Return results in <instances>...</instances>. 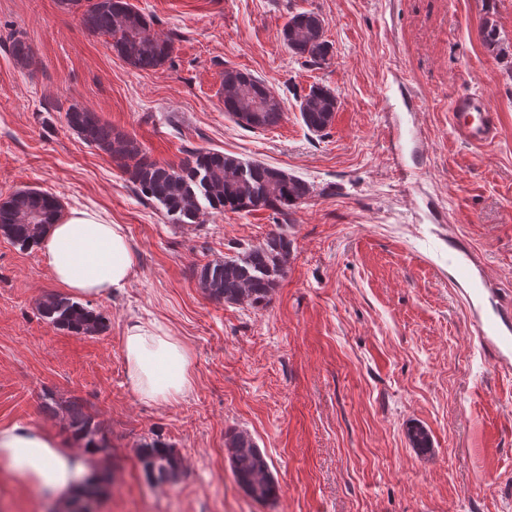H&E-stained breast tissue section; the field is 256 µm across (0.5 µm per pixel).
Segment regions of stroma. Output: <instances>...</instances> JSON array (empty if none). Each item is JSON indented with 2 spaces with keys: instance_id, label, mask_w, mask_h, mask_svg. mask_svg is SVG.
<instances>
[{
  "instance_id": "stroma-1",
  "label": "stroma",
  "mask_w": 512,
  "mask_h": 512,
  "mask_svg": "<svg viewBox=\"0 0 512 512\" xmlns=\"http://www.w3.org/2000/svg\"><path fill=\"white\" fill-rule=\"evenodd\" d=\"M174 43L161 68L133 69L109 37L59 0H0V199L55 194L124 225L136 252L119 295L90 301L97 335L44 322L59 288L38 250L0 235V427L25 423L72 443L65 407L83 401L106 439L111 472L100 512H512V0H130ZM325 20L332 53L305 62L281 30L297 12ZM505 55L487 50L484 18ZM31 46L15 63L3 38ZM263 79L283 118L247 129L224 110L225 67ZM331 89V127L299 111L312 86ZM486 96L495 141L459 140L448 118L459 93ZM98 112L154 160L202 147L287 170L311 196L279 215L205 210L170 223L139 200L118 161L64 123L72 104ZM281 232L287 272L265 306L225 304L197 268ZM157 318L186 344L193 387L173 404L126 382L123 330ZM52 394L55 410L44 407ZM431 436L429 453L407 438ZM247 430L281 492L247 496L231 472L227 434ZM178 448V481L153 485L137 451Z\"/></svg>"
}]
</instances>
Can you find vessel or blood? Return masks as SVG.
Wrapping results in <instances>:
<instances>
[{
    "mask_svg": "<svg viewBox=\"0 0 512 512\" xmlns=\"http://www.w3.org/2000/svg\"><path fill=\"white\" fill-rule=\"evenodd\" d=\"M449 119L453 131L472 145L485 146L496 137V114L483 95L462 93L454 97Z\"/></svg>",
    "mask_w": 512,
    "mask_h": 512,
    "instance_id": "b4317fda",
    "label": "vessel or blood"
}]
</instances>
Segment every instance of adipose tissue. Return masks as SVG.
Returning <instances> with one entry per match:
<instances>
[{
	"label": "adipose tissue",
	"instance_id": "ef3b65f1",
	"mask_svg": "<svg viewBox=\"0 0 512 512\" xmlns=\"http://www.w3.org/2000/svg\"><path fill=\"white\" fill-rule=\"evenodd\" d=\"M39 250L55 283L80 300L117 295L136 265L124 226L86 208H71L51 225ZM122 345L128 385L138 398L172 403L191 391L189 351L167 323L130 319ZM84 460L83 453L38 427L0 428V472L22 479L34 492L74 488L86 472Z\"/></svg>",
	"mask_w": 512,
	"mask_h": 512
}]
</instances>
